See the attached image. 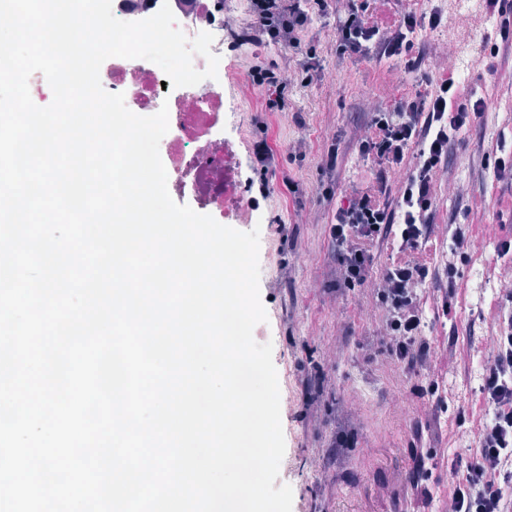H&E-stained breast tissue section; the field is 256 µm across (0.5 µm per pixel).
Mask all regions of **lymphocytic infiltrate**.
I'll return each mask as SVG.
<instances>
[{
  "label": "lymphocytic infiltrate",
  "instance_id": "f902f5d3",
  "mask_svg": "<svg viewBox=\"0 0 512 512\" xmlns=\"http://www.w3.org/2000/svg\"><path fill=\"white\" fill-rule=\"evenodd\" d=\"M368 0H254L255 42L269 39L300 46L299 35L312 13L335 12L336 50L367 56L373 51L401 60L406 70L419 67L411 57L410 36L416 28H437L442 17L432 13H385V5ZM488 109L485 99L454 79L441 81L427 94H414L391 107L375 109L353 146L373 166V179L342 195L336 204L329 236L336 246L340 278L349 288L368 284L373 249L390 241L399 259L386 267L375 288L376 301L387 314L384 340L391 359L411 369L430 356L422 330L417 287L432 270L424 256L436 200L434 177L448 159V146ZM401 173L398 186L389 176ZM498 313L493 361L479 387L488 417L472 463L454 476L445 512H507L505 487L512 485V291Z\"/></svg>",
  "mask_w": 512,
  "mask_h": 512
}]
</instances>
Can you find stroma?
<instances>
[{"label":"stroma","instance_id":"stroma-1","mask_svg":"<svg viewBox=\"0 0 512 512\" xmlns=\"http://www.w3.org/2000/svg\"><path fill=\"white\" fill-rule=\"evenodd\" d=\"M224 9L237 21L224 32V135L236 144V183L223 223L250 231L240 219L243 210L260 221L259 289L267 320L253 335L271 343L280 391L288 396L281 407L288 469L278 481L293 491L292 512H441L450 492L448 466L466 470L486 418L478 386L498 332L499 299L512 285V261L494 250L502 232L512 230L499 224L496 205L512 184L493 183L485 167L499 133L512 132V84L497 80L512 72V49L495 57L473 49L468 28L455 19L454 0H411L399 11L436 9L444 18L412 38L425 70L409 73L391 60L337 55L336 16L329 12L313 14L300 35L320 65L305 73L297 57L276 44L240 40L253 20L252 0H224ZM446 40L457 53L439 67L434 57ZM260 63L296 74L283 111H268L271 88L250 80V66ZM462 68L464 86L485 97L489 110L450 145L436 175L426 256L437 275L418 289L432 354L410 370L392 361L382 343L386 314L372 287L339 285L328 228L335 194L371 178L351 144L372 109L426 92ZM260 144L268 148L263 165L255 158ZM334 144L341 157L331 170L326 155ZM458 225L466 230L470 261L452 282L444 270L453 256L441 245ZM475 268L484 290L474 284ZM432 380L439 399L420 398L419 387ZM445 402L464 407L465 423L442 410ZM341 431L352 433L356 447H337ZM426 448L436 451L428 503L410 482Z\"/></svg>","mask_w":512,"mask_h":512}]
</instances>
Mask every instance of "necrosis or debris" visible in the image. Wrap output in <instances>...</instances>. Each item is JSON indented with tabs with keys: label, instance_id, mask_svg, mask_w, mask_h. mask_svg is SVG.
I'll use <instances>...</instances> for the list:
<instances>
[{
	"label": "necrosis or debris",
	"instance_id": "obj_1",
	"mask_svg": "<svg viewBox=\"0 0 512 512\" xmlns=\"http://www.w3.org/2000/svg\"><path fill=\"white\" fill-rule=\"evenodd\" d=\"M165 3L187 38L211 33L212 52L223 55L228 19L222 0H112V12L120 20L139 21ZM165 79L154 63L144 59L116 57L100 70L103 88L123 94L131 111L155 112L168 106L169 136L164 149L169 158V191L192 189L200 207L223 210L234 183L230 160L235 154L233 143L224 138V81L207 79L167 94L162 90Z\"/></svg>",
	"mask_w": 512,
	"mask_h": 512
}]
</instances>
